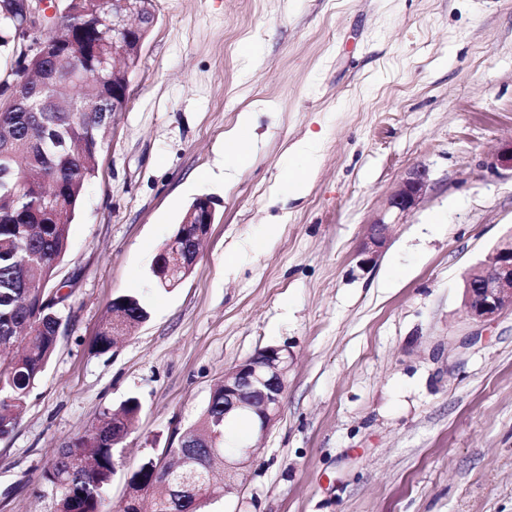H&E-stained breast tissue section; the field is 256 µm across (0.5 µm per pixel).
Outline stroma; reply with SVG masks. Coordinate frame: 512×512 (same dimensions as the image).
<instances>
[{
  "instance_id": "obj_1",
  "label": "stroma",
  "mask_w": 512,
  "mask_h": 512,
  "mask_svg": "<svg viewBox=\"0 0 512 512\" xmlns=\"http://www.w3.org/2000/svg\"><path fill=\"white\" fill-rule=\"evenodd\" d=\"M258 148L225 178L224 135ZM318 139L316 163L289 157ZM512 0H156L58 267L56 350L0 437V512H55L57 449L130 397L112 480L174 447L225 368L293 363L283 410L236 488L200 512H512V313L464 307L466 273L512 232ZM430 187L376 264L367 227L413 167ZM309 169L302 195L289 168ZM215 219L178 287L151 275L195 198ZM148 319L104 354L112 299Z\"/></svg>"
}]
</instances>
